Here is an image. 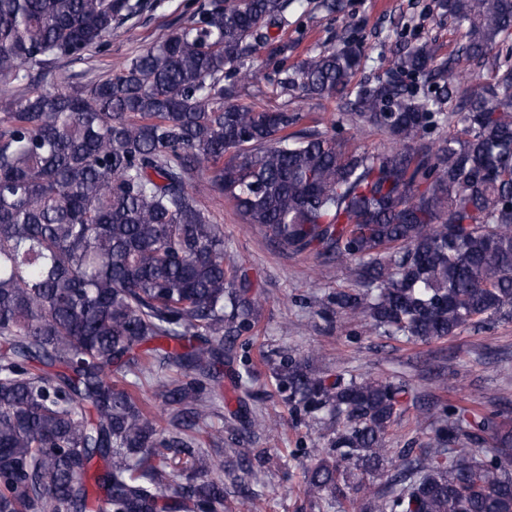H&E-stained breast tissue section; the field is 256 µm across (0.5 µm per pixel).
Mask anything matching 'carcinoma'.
<instances>
[{
  "label": "carcinoma",
  "instance_id": "carcinoma-1",
  "mask_svg": "<svg viewBox=\"0 0 512 512\" xmlns=\"http://www.w3.org/2000/svg\"><path fill=\"white\" fill-rule=\"evenodd\" d=\"M289 4L209 0L73 87L52 65L85 60L153 4L0 0V92L25 90L0 117V512H224V479L266 462L227 448L226 469L197 439L221 440L207 420L224 398L226 338L250 332L259 306L192 191L199 170L276 247L348 269L360 289L331 294V314L420 342L512 318V0L440 3L488 79L462 82L427 41L357 82L364 49L347 41L283 71L293 108L239 101L247 60ZM311 99L395 146L370 153L298 128ZM440 123L461 129L430 140ZM114 371L134 380L121 387ZM272 378L292 411L336 422L305 481L320 512H512L500 412L448 406L427 446L389 469L404 385L331 381L290 355ZM144 379L170 409L166 428L139 399ZM237 417L241 436L277 426L245 404ZM375 473L388 488L369 500Z\"/></svg>",
  "mask_w": 512,
  "mask_h": 512
}]
</instances>
